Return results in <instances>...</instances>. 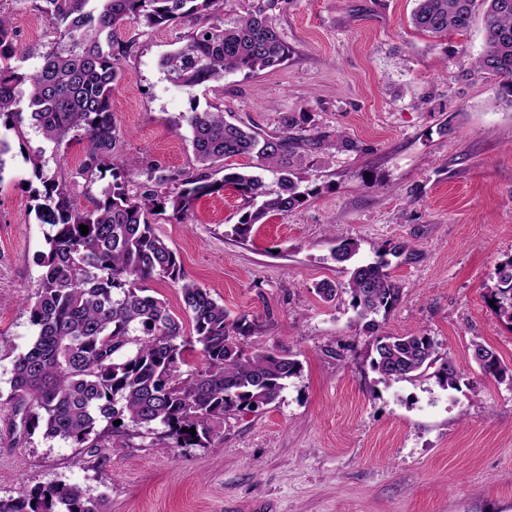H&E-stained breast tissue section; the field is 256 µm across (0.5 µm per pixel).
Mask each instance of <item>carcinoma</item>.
<instances>
[{"label":"carcinoma","instance_id":"cac0c4a2","mask_svg":"<svg viewBox=\"0 0 512 512\" xmlns=\"http://www.w3.org/2000/svg\"><path fill=\"white\" fill-rule=\"evenodd\" d=\"M416 2L414 26L446 35L470 28L477 0ZM482 2L484 50L475 66L500 79L501 102L512 107V0ZM31 8L46 18L57 46L33 70L23 69L26 53L11 17L0 10V128L20 138L27 125L58 151L69 145L71 134L85 133L91 146L81 176L91 186L99 184V191L92 208H83L39 160L32 162L43 186L35 216L52 233L38 257L39 288L26 299L36 337L12 364L8 402L14 431L20 441L39 432L73 448H107L129 423L159 435L171 448L203 447L225 415L273 403L300 364L275 351L245 352L240 338L250 333V322L231 316L207 289L184 277L178 256L156 232L155 209L180 222L196 200L231 185L247 205L232 233L246 238L269 215L291 211L313 194L300 189L301 170L306 152L322 148L324 139L303 133V121L288 113L279 132L270 135L253 123L226 119L217 106L193 108L182 121L197 171L179 178L115 152L112 89L134 45L125 38L132 25L192 26L186 42L161 60L169 78L188 92L229 72L279 66L288 47L259 10L225 27L224 0H31ZM241 155L255 159L254 168L277 174L278 189H268L257 174L224 166V159ZM215 168L224 172L220 181L211 180ZM134 176L142 181L132 194L128 183ZM81 224L88 226L85 235ZM335 240L336 261H351L357 243L340 235ZM386 266L382 259L356 265L348 287L323 283L317 293L326 302L340 291L351 297L363 327L374 335L371 367L380 380H417L432 368L442 387L456 388L459 371L440 357L430 336L378 333L373 316L401 298ZM153 279L179 287L191 330L150 294ZM491 296L496 314L512 322V258L498 270ZM194 352L202 356L200 369L190 368ZM483 353L493 361L480 370L503 378L507 367L496 353L482 342L471 343L470 356ZM105 501L104 494L92 498L80 486L58 481L0 498V512H103Z\"/></svg>","mask_w":512,"mask_h":512}]
</instances>
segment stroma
Segmentation results:
<instances>
[{"instance_id":"stroma-1","label":"stroma","mask_w":512,"mask_h":512,"mask_svg":"<svg viewBox=\"0 0 512 512\" xmlns=\"http://www.w3.org/2000/svg\"><path fill=\"white\" fill-rule=\"evenodd\" d=\"M415 0H227L224 24L260 8L289 53L278 67L234 72L185 92L161 67L186 24L133 31L112 90L116 149L168 173L196 162L190 109L278 131L303 114L329 145L304 172L313 194L266 218L246 240L231 235L245 201L231 186L198 199L180 222L154 216L185 276L232 316L252 323L246 349L285 352L301 371L272 404L225 416L205 448H170L128 426L101 449L77 450L34 435L16 445L7 400L15 352L30 341L26 298L39 286L36 256L49 225L30 208L39 185L32 159L65 179L89 206L78 171L89 146L64 156L35 129L7 133L12 159L0 175V497L65 481L108 512H512V380L484 376L472 341L512 368V323L491 306L497 267L512 256V108L497 79L477 73L484 12L467 31L434 36L411 22ZM36 67L53 37L28 0H0ZM352 149L333 148L337 136ZM357 242V262L387 259L401 300L377 320L384 334L424 331L461 376L380 382L372 336L346 294L325 302L318 284H343L331 238ZM404 245L401 256L390 255Z\"/></svg>"}]
</instances>
